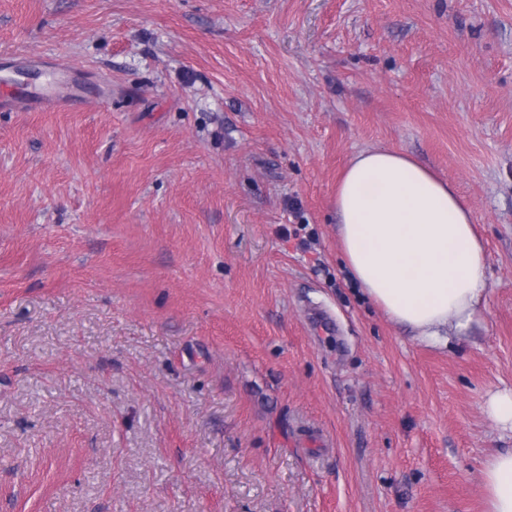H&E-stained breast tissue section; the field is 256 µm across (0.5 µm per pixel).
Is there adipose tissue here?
Listing matches in <instances>:
<instances>
[{
	"instance_id": "adipose-tissue-1",
	"label": "adipose tissue",
	"mask_w": 512,
	"mask_h": 512,
	"mask_svg": "<svg viewBox=\"0 0 512 512\" xmlns=\"http://www.w3.org/2000/svg\"><path fill=\"white\" fill-rule=\"evenodd\" d=\"M338 243L353 280L395 323L437 341L480 312L487 253L455 187L410 155L364 150L336 189ZM487 512H512V448L479 471Z\"/></svg>"
}]
</instances>
